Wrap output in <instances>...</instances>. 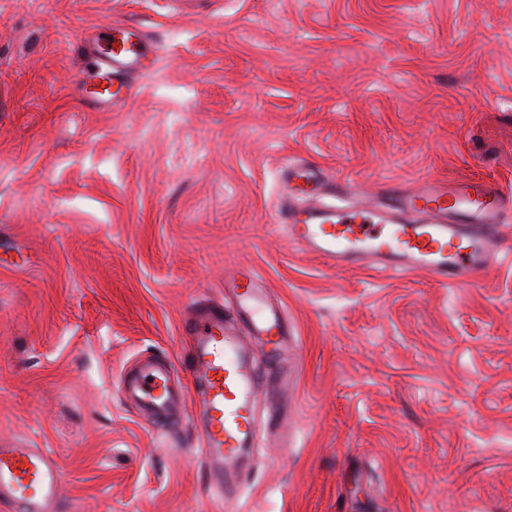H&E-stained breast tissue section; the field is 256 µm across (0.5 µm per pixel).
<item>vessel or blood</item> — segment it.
Masks as SVG:
<instances>
[{
    "mask_svg": "<svg viewBox=\"0 0 512 512\" xmlns=\"http://www.w3.org/2000/svg\"><path fill=\"white\" fill-rule=\"evenodd\" d=\"M95 60L90 78L99 87L104 109L125 106L135 77L144 74L153 42L144 30L123 23L112 38L87 42ZM351 193L350 185L330 182L318 166L285 168L277 224L299 249L338 267L357 266L384 274L424 271L448 286L473 280L506 256L502 220L512 211V196L485 180L426 182L415 188L389 181L363 202L335 206L328 192ZM238 312L255 341L266 348L270 371L255 373L224 310L193 311L184 329L191 338L186 366L200 400L196 428L202 459L215 500H232L245 450L258 447L255 393L288 375V320L268 306L257 277H249ZM173 366L160 359L141 361L125 375L122 392L146 411L159 431L176 433L184 419L175 404L182 391L173 383ZM60 469L53 455L15 439L0 441V500L16 512H57Z\"/></svg>",
    "mask_w": 512,
    "mask_h": 512,
    "instance_id": "b4317fda",
    "label": "vessel or blood"
}]
</instances>
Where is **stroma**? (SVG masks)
Listing matches in <instances>:
<instances>
[{"mask_svg":"<svg viewBox=\"0 0 512 512\" xmlns=\"http://www.w3.org/2000/svg\"><path fill=\"white\" fill-rule=\"evenodd\" d=\"M117 22L158 53L99 110L83 39ZM290 159L512 193V0H0V440L54 454L60 512H512V266L334 268L274 224ZM241 271L296 367L222 506L120 379L183 357L192 303L236 313Z\"/></svg>","mask_w":512,"mask_h":512,"instance_id":"obj_1","label":"stroma"}]
</instances>
